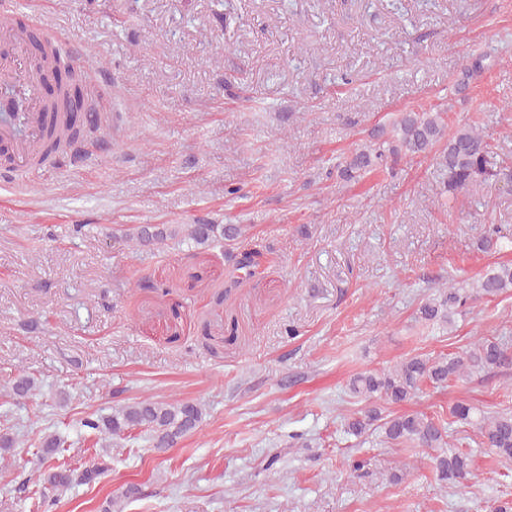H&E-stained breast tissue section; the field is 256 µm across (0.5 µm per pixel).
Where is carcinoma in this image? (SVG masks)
Wrapping results in <instances>:
<instances>
[{"instance_id":"carcinoma-1","label":"carcinoma","mask_w":512,"mask_h":512,"mask_svg":"<svg viewBox=\"0 0 512 512\" xmlns=\"http://www.w3.org/2000/svg\"><path fill=\"white\" fill-rule=\"evenodd\" d=\"M33 47L30 68L34 75L45 71L60 72L61 79L48 98L47 109L61 112L67 106L64 90L76 81V74L69 68L45 65L46 60H53L55 56L42 42L33 41ZM488 59L486 53L466 57L463 76L469 79L485 71ZM81 133V127L71 119L62 123L50 122L41 137L39 162H56ZM391 133L388 149L365 147L339 163L341 175L350 179L361 171L387 164L389 159L433 151L438 165L447 175L448 191L453 194L490 180L512 184V167L504 166L496 159L483 132L464 124L448 133L445 112H402L392 123ZM241 234L242 227L234 224H161L134 227L125 233V238L136 245L157 248L168 245L170 240L183 238L195 247L205 249ZM511 290L512 264H499L487 269L469 288L453 283L442 284L437 295L421 302L415 320L424 325L450 326L459 309L479 298L496 297ZM511 369L512 348L496 340L479 338L452 356L413 355L387 371L360 373L350 380L349 391L367 402L368 407L347 420V433L361 436L374 429L382 442L391 446L410 443L430 449L435 452L432 462L438 480L460 484L471 475L472 459L469 453L449 447L453 424L474 426L480 445L500 462L508 464L512 462L511 410L477 412L467 404L458 403L450 409L447 418L437 413L384 415L375 402L382 399L392 404L404 403L422 391L426 383L438 387L450 378L463 381L477 372L498 370L506 373ZM36 390L34 379L21 375L10 386V395L32 398L36 396ZM202 418L203 409L197 403L144 398L117 405L105 416L86 417L80 421V427L99 434L104 441L124 439L135 431L144 432L152 439L153 447L161 450L172 447L178 438L194 430ZM62 444L64 441L56 434H49L41 441L40 461L45 466L44 491L40 500L43 512H53L58 496L75 481L91 483L109 468L102 456L79 473L61 465H52V456ZM14 448V439L7 433L1 434V467L9 465Z\"/></svg>"}]
</instances>
